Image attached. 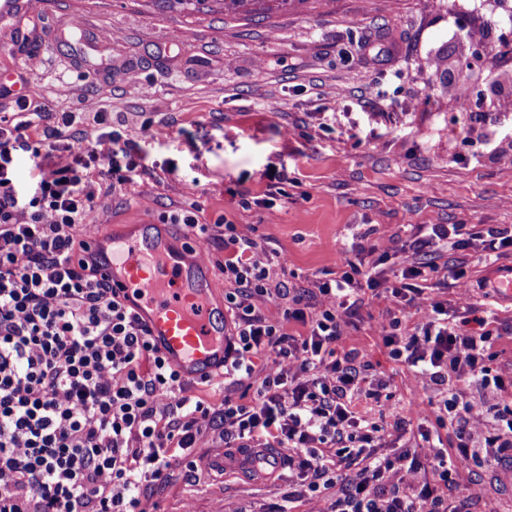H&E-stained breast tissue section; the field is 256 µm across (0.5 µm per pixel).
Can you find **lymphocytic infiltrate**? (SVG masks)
Instances as JSON below:
<instances>
[{
    "label": "lymphocytic infiltrate",
    "mask_w": 512,
    "mask_h": 512,
    "mask_svg": "<svg viewBox=\"0 0 512 512\" xmlns=\"http://www.w3.org/2000/svg\"><path fill=\"white\" fill-rule=\"evenodd\" d=\"M61 113L31 158L46 174L20 194L13 182L17 148L32 120L0 127V512H159L153 488L172 483L176 468H195L216 419L228 448H278L297 471L295 497H317L338 482L348 488L326 512H466L449 506L457 475L472 465L512 459V401L501 400L502 375L492 367L501 334L492 311L473 300L465 266L451 269L463 313L431 297L427 283L447 250L482 245L484 264L512 254V225L421 224L413 240L370 243L357 235L352 252L314 291L285 296L257 240L224 224V400L220 407L187 393L179 371L150 337L120 290L95 265H73L93 230L90 172L132 183L142 158L118 132L107 151L60 149L76 124ZM389 301L379 330L391 355L414 367L433 391L435 427H419L432 478L422 486L391 483L410 451H376L379 428L354 403L367 364L342 338L366 296ZM272 301L262 311L256 298ZM414 314V329L404 319ZM272 359L255 378L258 358ZM468 379L476 397L459 392ZM251 392L241 402L238 390ZM494 404H487V397ZM457 425V444L433 442L434 428ZM361 462L354 478L339 468Z\"/></svg>",
    "instance_id": "lymphocytic-infiltrate-1"
}]
</instances>
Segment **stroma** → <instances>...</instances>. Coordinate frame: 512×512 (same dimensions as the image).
Returning a JSON list of instances; mask_svg holds the SVG:
<instances>
[{
	"label": "stroma",
	"mask_w": 512,
	"mask_h": 512,
	"mask_svg": "<svg viewBox=\"0 0 512 512\" xmlns=\"http://www.w3.org/2000/svg\"><path fill=\"white\" fill-rule=\"evenodd\" d=\"M10 2L0 17V121H18L22 97L50 112L33 139L53 114L77 112L72 139L92 145L116 130L146 158L133 184L89 177L93 223L148 216L181 239L189 229L172 216L228 219L281 253L278 278L292 288L337 271L345 244L369 228L385 243L411 239L419 224H512V108L497 103L512 97V0H293L245 19L156 0ZM466 26L485 31L493 88L473 134L430 66L444 51L457 73L473 49ZM274 170L288 173L283 195L256 205ZM386 309L366 298L343 345L388 385L387 405H362L389 447L416 432L409 408L430 392L385 348ZM288 482L238 470L217 480L197 468L156 499L161 512H324L338 494L290 500ZM458 483L470 512H512L489 469L461 470Z\"/></svg>",
	"instance_id": "35a3bbf8"
}]
</instances>
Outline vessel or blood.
<instances>
[{
    "label": "vessel or blood",
    "instance_id": "1",
    "mask_svg": "<svg viewBox=\"0 0 512 512\" xmlns=\"http://www.w3.org/2000/svg\"><path fill=\"white\" fill-rule=\"evenodd\" d=\"M89 244V259L123 290L182 379L195 384L211 375L224 360V310L217 305L211 269L200 251L174 242L165 225L147 218L120 231L96 225ZM280 462L277 451L247 450L207 457L204 470L259 472Z\"/></svg>",
    "mask_w": 512,
    "mask_h": 512
}]
</instances>
